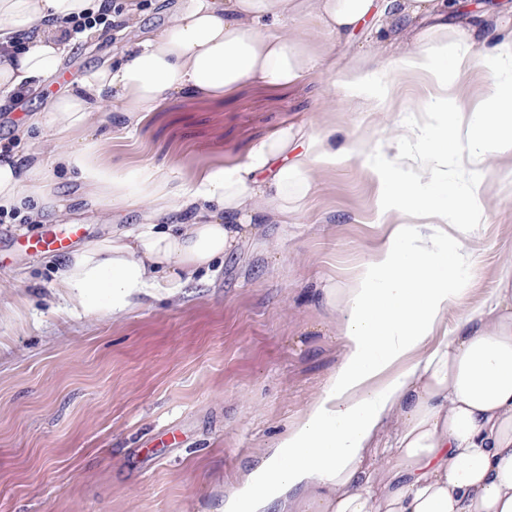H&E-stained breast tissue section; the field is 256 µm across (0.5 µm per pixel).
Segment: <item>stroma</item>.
Returning <instances> with one entry per match:
<instances>
[{"label":"stroma","mask_w":512,"mask_h":512,"mask_svg":"<svg viewBox=\"0 0 512 512\" xmlns=\"http://www.w3.org/2000/svg\"><path fill=\"white\" fill-rule=\"evenodd\" d=\"M174 2L141 0L135 23L71 40L62 61L69 82L160 27ZM494 4L491 14L470 7L448 16L478 58L465 70L468 108L495 90L486 58L512 44V0ZM383 28L345 35L335 67L295 84L248 80L221 98L180 96L133 130L118 131L108 114L89 135L107 163L154 165L177 186L210 164L244 162L287 126L332 124L340 143L350 133L372 144L394 139L401 124L422 121L438 89L389 68L394 52ZM369 52L386 65L381 112L358 108L339 86L347 64ZM69 82L53 78L19 108L0 106V156L53 147L49 134L33 128L21 140L17 130ZM486 172L495 203L475 226L461 298L440 337L512 267V157L491 158ZM49 182L62 219L49 213L34 224L22 214L0 223V512H220L242 470L303 414L341 357V315L325 306L323 286L349 278L382 234L372 177L360 159L317 170L289 229L262 225L179 298L119 316L61 299V253L25 241L59 221L83 227L89 243L129 228L135 215L92 207L68 177Z\"/></svg>","instance_id":"35a3bbf8"}]
</instances>
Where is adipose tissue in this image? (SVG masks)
Wrapping results in <instances>:
<instances>
[{
    "mask_svg": "<svg viewBox=\"0 0 512 512\" xmlns=\"http://www.w3.org/2000/svg\"><path fill=\"white\" fill-rule=\"evenodd\" d=\"M107 0H0V44L25 42L0 58V105L57 74L71 19ZM450 0H396L389 26L420 23L412 49L394 63L439 85L472 60L465 34L440 19ZM305 10L326 35L312 52L288 26ZM379 10L377 0H179L166 25L91 69L75 91L50 100L30 123L51 131L55 149L0 156V209L32 219L63 212L48 173L75 175L101 207L138 213L123 233L69 254L60 297L122 314L145 299L172 297L231 253L253 224L288 225L314 187V171L364 159L378 185L385 233L350 278L328 280L324 299L341 313L342 356L304 415L249 465L221 512H512V271L497 293L429 339L460 298L470 225L491 199L485 165L512 154V46L494 56L493 96L472 110L456 97L425 107L427 122L403 126L400 145L368 148L358 135L337 144L335 127H285L238 165L215 163L185 186L160 168L98 163L75 145L111 105L125 128L179 95L218 98L243 81L298 82L322 66L337 36ZM341 85L365 110L386 107L367 57ZM461 169L460 187L448 165ZM456 227L458 239L448 237ZM397 432L385 442L386 423ZM381 463H372L373 454Z\"/></svg>",
    "mask_w": 512,
    "mask_h": 512,
    "instance_id": "ef3b65f1",
    "label": "adipose tissue"
}]
</instances>
